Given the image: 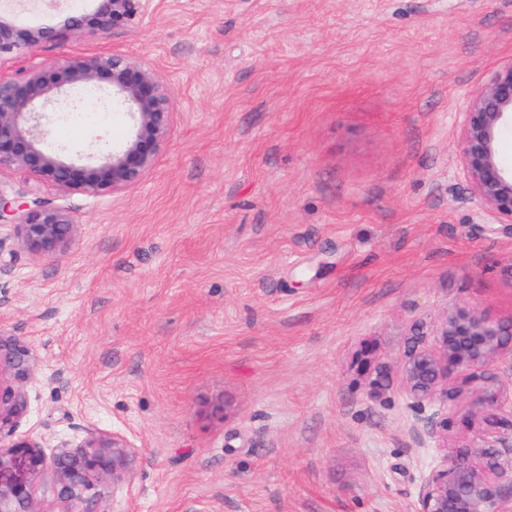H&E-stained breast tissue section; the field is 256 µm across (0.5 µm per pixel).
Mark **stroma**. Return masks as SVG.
Masks as SVG:
<instances>
[{
	"instance_id": "stroma-1",
	"label": "stroma",
	"mask_w": 512,
	"mask_h": 512,
	"mask_svg": "<svg viewBox=\"0 0 512 512\" xmlns=\"http://www.w3.org/2000/svg\"><path fill=\"white\" fill-rule=\"evenodd\" d=\"M88 50L159 70L172 122L114 195L0 169L78 226L45 257L0 228V333L39 358L17 433L49 454L90 432L140 448L94 512H412L440 456L407 434L415 327L457 305L512 318V235L474 225L455 133L512 58V0H152L130 26L36 56ZM48 125L75 150L128 134L100 98ZM365 350L388 372L377 400Z\"/></svg>"
}]
</instances>
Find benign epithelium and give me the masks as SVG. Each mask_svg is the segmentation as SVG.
Segmentation results:
<instances>
[{"instance_id":"1","label":"benign epithelium","mask_w":512,"mask_h":512,"mask_svg":"<svg viewBox=\"0 0 512 512\" xmlns=\"http://www.w3.org/2000/svg\"><path fill=\"white\" fill-rule=\"evenodd\" d=\"M88 11L54 24L24 25L0 11V168L14 167L62 192L93 195L122 192L141 182L167 142L172 101L158 71L118 53L80 52L58 60H37L46 42L65 45L80 38L93 42L142 16L149 0H91ZM21 58L27 65L18 67ZM112 91V102L125 108L131 130L121 146L102 157H71L48 145L45 127L50 106L74 105L76 92ZM512 128V59L500 63L482 86L467 96L457 118L458 164L477 202L483 230H512V166L501 156L505 130ZM0 224L13 228L18 243L39 256L64 252L78 228L69 213L39 197L20 201L0 189ZM436 344L416 343L408 350L402 377L411 407H436L425 421L410 427L415 447L440 445L439 463L420 481L414 512H512V387L505 388L490 364L512 355V319L495 321L469 306L448 310L431 329ZM37 359L32 348L0 335V512H43L38 481L54 472L64 504L60 512H92L97 483H130L139 450L125 436L89 433L74 448L59 447L51 457L29 435H17L27 407L21 382ZM466 373L481 382L478 407L489 428L471 443L448 451L445 439L452 420L448 401L463 394L448 380Z\"/></svg>"}]
</instances>
